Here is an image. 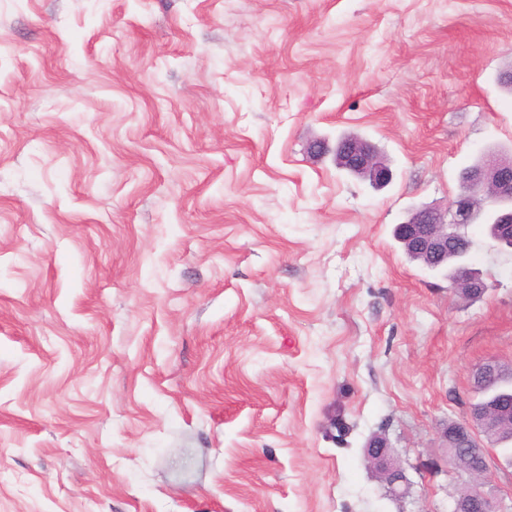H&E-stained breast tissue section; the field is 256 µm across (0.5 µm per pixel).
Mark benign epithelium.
<instances>
[{
	"instance_id": "1",
	"label": "benign epithelium",
	"mask_w": 512,
	"mask_h": 512,
	"mask_svg": "<svg viewBox=\"0 0 512 512\" xmlns=\"http://www.w3.org/2000/svg\"><path fill=\"white\" fill-rule=\"evenodd\" d=\"M309 150L314 157L333 152L336 168L367 180L375 187L384 186L392 179L385 159L367 140L356 135L340 137L332 149L317 140L311 143ZM460 177L461 192L445 207H413L395 228V237L404 252L434 270L448 269L451 244L463 245L459 240H450L448 228L455 225L495 224L497 243L507 248L512 246V160L502 161L487 153L472 167L461 171ZM454 285L471 299L481 297L487 288L483 274L469 268L456 273ZM498 373L499 364L487 361L474 370V385H490L496 381ZM491 427H512V406L483 407L472 403L466 419L451 423L445 429L448 474L463 481L449 512H512V503L494 498L483 489L490 473V457L480 436ZM389 448L386 434H376L368 440L365 455L390 495L401 497L406 493L408 481Z\"/></svg>"
}]
</instances>
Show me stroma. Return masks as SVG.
<instances>
[{
  "label": "stroma",
  "mask_w": 512,
  "mask_h": 512,
  "mask_svg": "<svg viewBox=\"0 0 512 512\" xmlns=\"http://www.w3.org/2000/svg\"><path fill=\"white\" fill-rule=\"evenodd\" d=\"M511 68L512 0H0V512H448L512 253L468 301L393 230L512 156ZM332 152L336 168L368 180L375 187L384 186L392 179V172L385 159L361 137H340ZM389 448L391 447L386 434H376L368 440L365 455L387 486L390 495L401 497L406 493L408 481L403 469L392 458Z\"/></svg>",
  "instance_id": "obj_1"
}]
</instances>
